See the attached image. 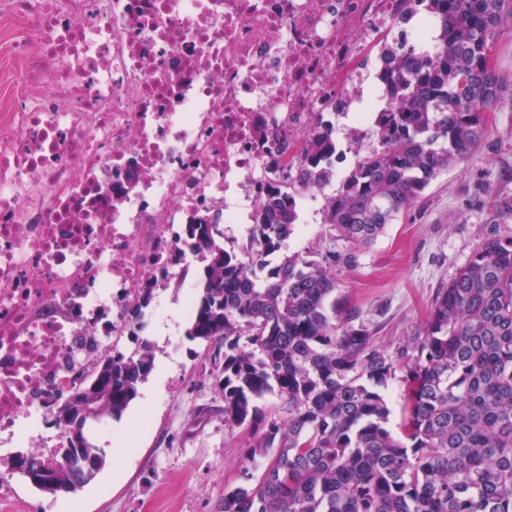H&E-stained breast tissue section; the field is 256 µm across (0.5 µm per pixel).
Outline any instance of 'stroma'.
<instances>
[{"label": "stroma", "instance_id": "stroma-1", "mask_svg": "<svg viewBox=\"0 0 512 512\" xmlns=\"http://www.w3.org/2000/svg\"><path fill=\"white\" fill-rule=\"evenodd\" d=\"M20 36L19 22L0 17V102L24 92L11 50ZM491 59L502 102L488 112L486 135L466 160L433 181L368 246L325 224V200L337 189L329 183L314 211H300L281 249L330 263L338 294L376 326V340L388 351L422 334L434 297L486 238L512 236V26L496 38ZM200 275V263H191L158 290L160 307L138 333L153 347L147 382L154 393L149 406L133 400L121 418L90 432L105 467L76 493L57 496L10 474L0 512H61L68 503L80 512H223L225 485L240 483L248 464L249 434L224 425L213 347L186 336V287Z\"/></svg>", "mask_w": 512, "mask_h": 512}]
</instances>
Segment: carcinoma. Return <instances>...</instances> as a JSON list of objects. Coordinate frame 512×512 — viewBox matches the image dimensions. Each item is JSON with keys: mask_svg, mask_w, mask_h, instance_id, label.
Masks as SVG:
<instances>
[{"mask_svg": "<svg viewBox=\"0 0 512 512\" xmlns=\"http://www.w3.org/2000/svg\"><path fill=\"white\" fill-rule=\"evenodd\" d=\"M406 13L443 19L437 54L421 63L394 37L381 47L391 70L390 103L374 116L376 146L326 205L325 223L369 245L425 189L469 157L501 96L490 49L512 0H403ZM336 137L315 131L304 184L333 175ZM296 202L266 188L251 231V261L224 249L216 224H187L202 260L200 293L186 336L224 348L216 380L224 425L249 430L259 474L224 488V512H512V237L494 236L435 297L420 336L391 354L360 321L321 261L273 256L293 231ZM94 377L54 411V454L0 458L15 472L28 457L58 460L103 451L69 436L87 401L119 418L154 367L153 347L112 346L92 357ZM404 386L401 434L389 428L384 389ZM284 399L283 414L259 405Z\"/></svg>", "mask_w": 512, "mask_h": 512, "instance_id": "cac0c4a2", "label": "carcinoma"}]
</instances>
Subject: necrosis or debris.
<instances>
[{
    "instance_id": "4bbe7bcc",
    "label": "necrosis or debris",
    "mask_w": 512,
    "mask_h": 512,
    "mask_svg": "<svg viewBox=\"0 0 512 512\" xmlns=\"http://www.w3.org/2000/svg\"><path fill=\"white\" fill-rule=\"evenodd\" d=\"M26 19L27 92L0 113V443L24 447L137 288L193 254L186 224H250L268 183L304 195L320 125L336 174L389 102L383 42L438 46L401 0H0ZM55 79L56 92L46 90Z\"/></svg>"
}]
</instances>
